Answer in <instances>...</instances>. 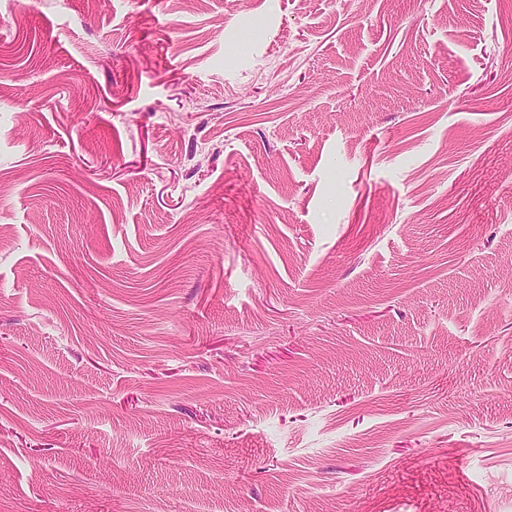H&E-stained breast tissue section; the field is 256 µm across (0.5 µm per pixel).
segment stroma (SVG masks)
I'll return each mask as SVG.
<instances>
[{"label": "stroma", "mask_w": 512, "mask_h": 512, "mask_svg": "<svg viewBox=\"0 0 512 512\" xmlns=\"http://www.w3.org/2000/svg\"><path fill=\"white\" fill-rule=\"evenodd\" d=\"M512 512V0H0V512Z\"/></svg>", "instance_id": "obj_1"}]
</instances>
